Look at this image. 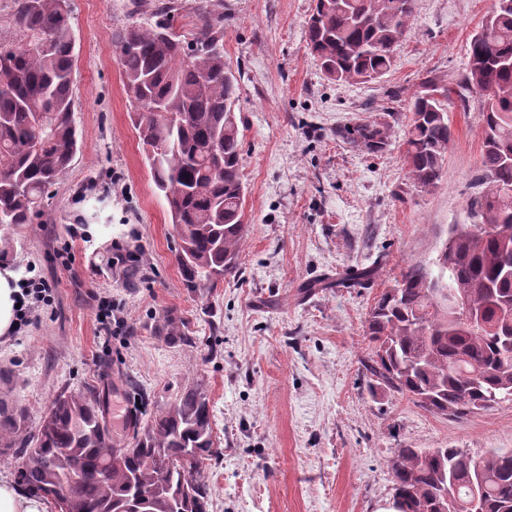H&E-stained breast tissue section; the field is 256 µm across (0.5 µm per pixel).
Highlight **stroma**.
<instances>
[{
	"instance_id": "stroma-1",
	"label": "stroma",
	"mask_w": 512,
	"mask_h": 512,
	"mask_svg": "<svg viewBox=\"0 0 512 512\" xmlns=\"http://www.w3.org/2000/svg\"><path fill=\"white\" fill-rule=\"evenodd\" d=\"M158 0H69L76 39L73 98L81 147L33 223L0 229V263L53 287L27 326L0 345V399L32 432L57 392L94 391L114 434L149 420L202 383L217 456L204 471L210 512H379L393 499L400 448L512 450V401L460 418L435 415L368 372L365 321L408 266H431L453 224L468 223L485 98L446 104L453 137L436 187H413L403 162L410 102L425 78L455 88L470 42L495 0H416L390 71L337 82L305 40L313 0H219L224 57L240 75L236 109L248 226L239 273L184 288L171 214L132 121L113 33L156 20ZM391 127L381 153L336 130ZM138 252L128 277L111 254ZM376 267L356 284L352 270ZM325 277L334 287L304 294ZM111 300L112 330L98 319ZM171 312L193 344L156 323Z\"/></svg>"
}]
</instances>
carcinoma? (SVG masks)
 <instances>
[{"label": "carcinoma", "mask_w": 512, "mask_h": 512, "mask_svg": "<svg viewBox=\"0 0 512 512\" xmlns=\"http://www.w3.org/2000/svg\"><path fill=\"white\" fill-rule=\"evenodd\" d=\"M415 0H314L307 43L336 81L368 82L391 67L410 31ZM174 7L159 4L154 24L112 35L157 189L168 200L187 288H212L240 269L245 235L243 154L236 113L240 83L224 60V14L205 4L194 38L169 23ZM14 39H0V225L29 224L78 148L74 120L75 39L67 0H14ZM483 91L482 159L477 191L467 200L472 220L454 224L451 263L437 271L408 267L377 298L366 319L374 343L367 367L379 383L410 395L424 410L462 417L512 396V330L502 300L512 301V11L495 9L470 42L458 96ZM448 89L430 78L414 96L404 161L420 189L438 184L452 132ZM390 125L364 120L336 136L367 153L390 145ZM451 291L481 317L467 323L444 306ZM160 331L192 341L186 323L165 313ZM0 409V450L33 458L19 480L54 500L57 512H209L203 481L214 456L209 400L202 386L154 413L151 423L112 435L95 394L59 393L33 433ZM399 512H440L443 497L476 501L473 512H512V451L474 459L457 448H400L391 460Z\"/></svg>", "instance_id": "1"}]
</instances>
